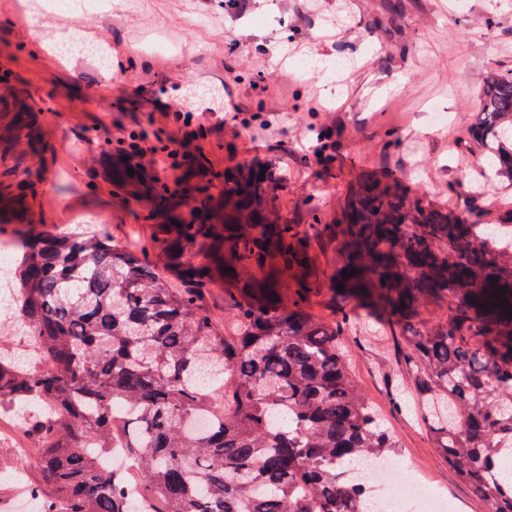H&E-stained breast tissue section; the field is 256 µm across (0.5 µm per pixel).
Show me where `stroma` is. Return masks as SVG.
Listing matches in <instances>:
<instances>
[{"mask_svg": "<svg viewBox=\"0 0 512 512\" xmlns=\"http://www.w3.org/2000/svg\"><path fill=\"white\" fill-rule=\"evenodd\" d=\"M465 2L460 10L452 0H112L76 23L0 0V196L17 198L14 211H0V246L20 233L101 230L122 243L155 224L174 235L176 215L223 236L224 195L212 183L228 166L268 167L267 189L293 224L307 223L311 197L321 203L323 223L338 224L346 185L362 170L399 180L451 211L456 197L448 183L474 160L466 129L483 72L512 68V0ZM491 6L501 16L493 28L486 24ZM190 15L203 16V24L185 28L181 20ZM53 32L106 37L111 71L95 58L61 55L48 40ZM310 53L351 64L335 82L319 71L298 73L296 60ZM191 83L201 106L220 100L228 112L279 118L255 142L200 119L184 126L166 110ZM436 104L447 109V125L432 122ZM150 115L161 139L184 140L181 166L163 185L147 161L138 176L113 182L121 146L104 150L87 137L114 122L139 130ZM310 127L326 134L330 155L283 156L293 135ZM391 131L402 136L401 148H385ZM201 199L207 208L195 211ZM346 305L357 333L345 350L397 441L400 465L419 470L448 512H485L422 423L397 403L403 371L388 314L357 299Z\"/></svg>", "mask_w": 512, "mask_h": 512, "instance_id": "35a3bbf8", "label": "stroma"}]
</instances>
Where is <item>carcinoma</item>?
Wrapping results in <instances>:
<instances>
[{
	"mask_svg": "<svg viewBox=\"0 0 512 512\" xmlns=\"http://www.w3.org/2000/svg\"><path fill=\"white\" fill-rule=\"evenodd\" d=\"M468 143L481 178L512 190V72L485 78ZM348 249L342 293L372 289L401 337L406 382L439 457L485 512H512V201L499 222L476 224L467 196L444 213L407 187L362 174L341 202ZM300 233L255 173L224 170V324L211 314V263L198 261L209 224L179 243L153 230L151 246L100 233L22 236L10 273L13 308L42 373L0 351V411L28 409L39 436L43 512H130L129 486L150 512H363L356 466L396 444L372 411L342 344L351 310L308 311L318 277L292 271L330 226L310 203ZM180 286L158 272L170 257ZM193 275H188V272ZM502 289L504 293L497 294ZM451 297L448 312L416 325L406 312ZM213 417L200 431L193 420ZM114 446L135 477L109 471Z\"/></svg>",
	"mask_w": 512,
	"mask_h": 512,
	"instance_id": "obj_1",
	"label": "carcinoma"
}]
</instances>
